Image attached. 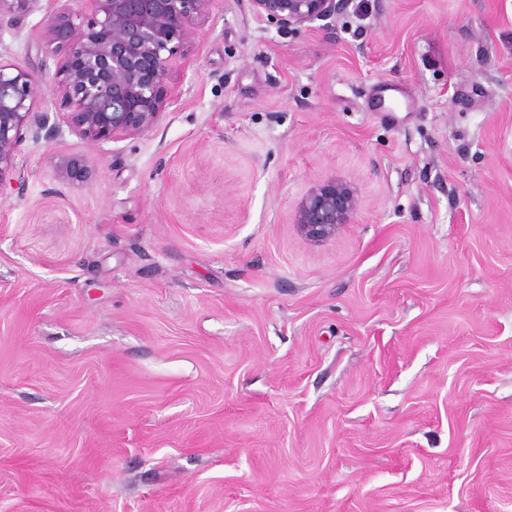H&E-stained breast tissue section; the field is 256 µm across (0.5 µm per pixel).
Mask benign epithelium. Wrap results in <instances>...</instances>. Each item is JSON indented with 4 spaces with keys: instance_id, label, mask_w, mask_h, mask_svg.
<instances>
[{
    "instance_id": "7a95c632",
    "label": "benign epithelium",
    "mask_w": 512,
    "mask_h": 512,
    "mask_svg": "<svg viewBox=\"0 0 512 512\" xmlns=\"http://www.w3.org/2000/svg\"><path fill=\"white\" fill-rule=\"evenodd\" d=\"M41 0H0V27L19 29ZM43 37L64 48L50 89L56 121L35 108L41 92L37 75L0 63V188L25 184L17 157L30 138L51 139L67 127L89 144L137 137L153 131L182 97L171 84L173 61L191 42L215 7V0H87L91 17L81 25L69 19L61 0ZM254 11L283 29L325 21L346 0H251ZM61 183L89 175L79 158L56 162ZM360 207L355 187L329 181L313 187L295 214L299 234L321 243L353 223Z\"/></svg>"
}]
</instances>
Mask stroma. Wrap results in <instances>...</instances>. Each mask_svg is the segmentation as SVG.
Listing matches in <instances>:
<instances>
[{"instance_id": "35a3bbf8", "label": "stroma", "mask_w": 512, "mask_h": 512, "mask_svg": "<svg viewBox=\"0 0 512 512\" xmlns=\"http://www.w3.org/2000/svg\"><path fill=\"white\" fill-rule=\"evenodd\" d=\"M54 9L0 29L49 111ZM172 80L0 198V512H512V0H216ZM254 11L283 29L325 21L338 14L345 0H251ZM56 171L59 181L66 185L83 181L89 175L83 161L73 156H60L56 162ZM360 207L355 187L343 181H329L313 187L302 199L295 214L299 234L308 242L321 243L336 238L353 224Z\"/></svg>"}]
</instances>
